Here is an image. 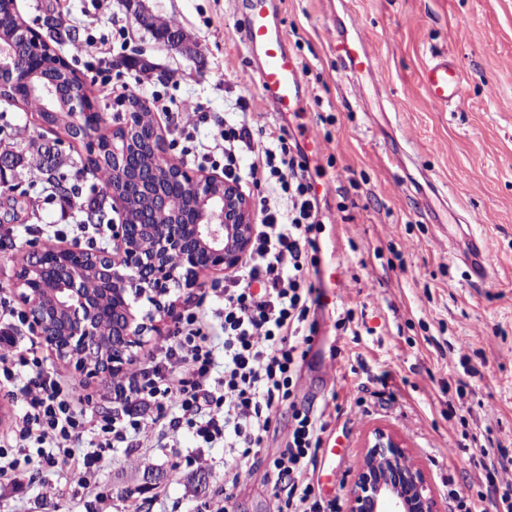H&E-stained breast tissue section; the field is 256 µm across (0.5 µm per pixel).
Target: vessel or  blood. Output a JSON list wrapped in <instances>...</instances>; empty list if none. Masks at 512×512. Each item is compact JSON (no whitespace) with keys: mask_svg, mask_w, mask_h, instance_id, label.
Segmentation results:
<instances>
[{"mask_svg":"<svg viewBox=\"0 0 512 512\" xmlns=\"http://www.w3.org/2000/svg\"><path fill=\"white\" fill-rule=\"evenodd\" d=\"M245 37L248 51L258 57L256 71L262 96L275 111L286 114L303 108L302 77L297 59L286 47V35L268 9L266 0H246ZM336 54L345 71L353 78L375 76L383 68L363 33L336 39ZM423 85L437 104L463 100L466 85L459 69L448 60L429 65L423 74Z\"/></svg>","mask_w":512,"mask_h":512,"instance_id":"obj_1","label":"vessel or blood"}]
</instances>
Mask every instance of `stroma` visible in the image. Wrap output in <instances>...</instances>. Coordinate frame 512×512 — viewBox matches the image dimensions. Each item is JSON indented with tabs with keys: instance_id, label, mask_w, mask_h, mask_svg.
<instances>
[{
	"instance_id": "stroma-1",
	"label": "stroma",
	"mask_w": 512,
	"mask_h": 512,
	"mask_svg": "<svg viewBox=\"0 0 512 512\" xmlns=\"http://www.w3.org/2000/svg\"><path fill=\"white\" fill-rule=\"evenodd\" d=\"M143 3L175 20L195 55L171 52L123 0H16V8L38 32L50 14L80 29L82 41L58 51L82 78L108 67L136 81L143 101L159 90L174 108L196 107L207 117L194 129L200 141L212 139L216 122L245 112L254 130L281 126L294 138L307 130L321 142L308 168L323 187L314 283L329 287L335 274L341 286L335 303L315 314L296 403L323 413L325 442L345 449L335 461L341 482L331 498L345 503V484L376 427L404 440L442 512H454L450 489L474 500L486 494L480 448L512 442V0H270L304 72L306 107L290 116L262 98L240 0ZM116 23L129 30L127 40L113 39ZM357 29L386 60L377 82L361 80L358 97L335 51L337 35ZM89 35L106 39L105 53L89 52ZM443 57L457 60L467 94L438 106L422 73ZM142 60L151 64L145 75L137 67ZM4 119L12 142L68 153L31 113L12 109ZM81 185L65 216L36 169L0 184V292L9 299L17 297L18 255L44 245L55 224L64 226L55 233L60 241L84 248L80 208L100 182L89 174ZM19 196L28 205L13 220L9 203ZM349 309L357 329L343 336L336 320ZM39 352L45 369L77 395L119 413L106 381L83 380L48 347ZM194 448L185 431L169 448L121 446L99 474L105 502L71 488L69 473L58 469L37 475L22 498L0 497V512H123L129 492L142 498L143 512H204L224 489V444L202 450L205 486L170 471ZM272 485L266 467L254 468L234 512H271ZM57 486L64 495L54 494Z\"/></svg>"
}]
</instances>
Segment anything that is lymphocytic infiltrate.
Here are the masks:
<instances>
[{
  "label": "lymphocytic infiltrate",
  "mask_w": 512,
  "mask_h": 512,
  "mask_svg": "<svg viewBox=\"0 0 512 512\" xmlns=\"http://www.w3.org/2000/svg\"><path fill=\"white\" fill-rule=\"evenodd\" d=\"M183 124L172 142L180 158L222 166L225 178L267 190L249 251L225 278L224 301L215 313L224 331L223 361H216L210 345L212 322L184 310L140 381L128 385L119 424L98 412L91 397L63 390L44 369L35 344L23 340L27 314L1 296L0 386L20 396L22 414L11 440L0 444V485L20 491L31 472L64 467L89 490L114 445L156 448L155 429L170 435L184 429L201 449L224 443V498L211 505L212 512H224L286 406L292 411L288 441L268 462L272 512H339L336 501L317 493L312 478L327 423L295 402L303 347L316 332L309 314L321 304L309 279L320 264L312 232L321 219L308 161L286 131L272 129L256 139L245 116L225 123L208 143L191 133V119ZM245 153L252 162L244 170L239 159ZM481 467L490 487L501 492V512H512V458L503 451L487 454Z\"/></svg>",
  "instance_id": "obj_1"
}]
</instances>
